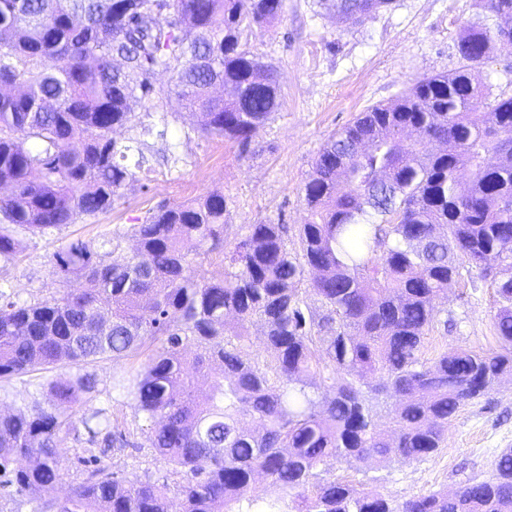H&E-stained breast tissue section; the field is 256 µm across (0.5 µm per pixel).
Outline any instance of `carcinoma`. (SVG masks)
I'll return each mask as SVG.
<instances>
[{"label":"carcinoma","instance_id":"obj_1","mask_svg":"<svg viewBox=\"0 0 512 512\" xmlns=\"http://www.w3.org/2000/svg\"><path fill=\"white\" fill-rule=\"evenodd\" d=\"M487 6L505 25L464 29L466 68L367 109L323 147L302 189L298 249L286 224H249L226 247L224 193L213 191L132 225L137 248L121 263L67 243L53 267L80 281L76 290L19 302L0 284V381L144 358L130 381L135 413L179 476L118 477L95 456L86 481L43 499L62 480L59 434L95 391L88 374L59 377L50 408L0 413V476L32 512H269L252 492L258 475L285 492L290 512L512 508V450L453 497L398 501L316 472L338 459L427 458L461 407L512 375V94L486 101L470 72L491 46L512 45V0ZM282 9L283 0H0V185L10 189L0 260L23 251L19 231L48 235L122 198L130 165L147 163L153 126L137 110L162 96L160 70L198 130L247 146L278 95L240 39ZM468 265L496 286L499 349L425 360L433 301ZM254 326L263 365L241 354ZM311 373L331 380L329 392L304 381ZM381 394L396 398L389 433L375 423ZM79 423L104 453L130 444L102 409Z\"/></svg>","mask_w":512,"mask_h":512}]
</instances>
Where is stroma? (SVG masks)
<instances>
[{
  "instance_id": "1",
  "label": "stroma",
  "mask_w": 512,
  "mask_h": 512,
  "mask_svg": "<svg viewBox=\"0 0 512 512\" xmlns=\"http://www.w3.org/2000/svg\"><path fill=\"white\" fill-rule=\"evenodd\" d=\"M500 23L486 0H391L347 25L337 24L319 0H284L277 20L254 25L242 38L260 61L273 67L280 87L277 111L256 129L248 147L194 131L181 100L168 92L157 110L168 115L170 126L165 137H150L149 169L138 173L136 185L109 212L80 217L46 236H25L18 259L0 263V281L22 301L59 295L64 284L53 270L52 256L69 241L96 245L122 233L112 258L123 261L136 246L128 235L131 225L145 223L158 205L214 190L223 191L226 200L228 242H236L247 224L304 223L302 188L327 140L358 112L395 100L421 78L462 68L457 41L464 27L492 30ZM472 76L488 98L511 94L512 52L494 48ZM496 300L491 281L481 279L478 270L462 271L447 295L435 302L438 319L453 317L454 325L429 333L426 357L451 349H495ZM135 369L128 361L88 365L99 394L84 403V410L105 408L113 426L140 433L145 423L122 389ZM63 373L58 367L0 381V410L49 407L47 384ZM445 436L442 448L421 461L394 456L367 463L342 461L321 475L348 479L365 490L376 487L402 501L435 490L452 492L470 476L490 474L501 452L512 448V376L463 406L449 420ZM97 453V446L66 436L58 449L63 487L83 482L88 476L83 460ZM101 464L112 473L129 477L147 472L156 480L169 477L172 469L147 447L108 453Z\"/></svg>"
}]
</instances>
